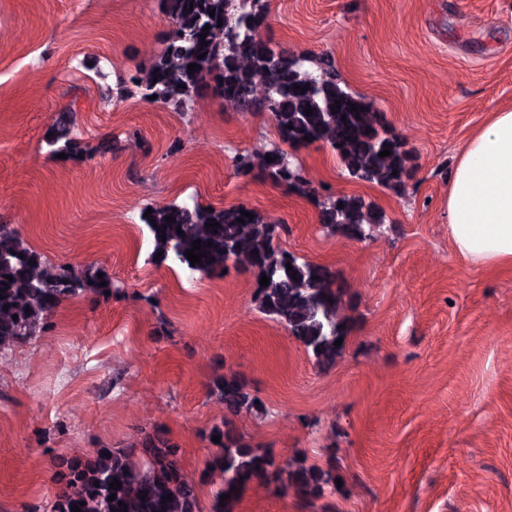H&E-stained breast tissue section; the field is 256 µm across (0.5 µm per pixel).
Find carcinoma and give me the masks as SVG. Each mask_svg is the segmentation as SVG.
I'll list each match as a JSON object with an SVG mask.
<instances>
[{"instance_id": "obj_1", "label": "carcinoma", "mask_w": 512, "mask_h": 512, "mask_svg": "<svg viewBox=\"0 0 512 512\" xmlns=\"http://www.w3.org/2000/svg\"><path fill=\"white\" fill-rule=\"evenodd\" d=\"M159 5L169 20L163 48L147 73L138 72L118 85L117 96L131 90L147 103L183 111L196 94L207 89L241 110L269 114L279 141L262 153L236 154L235 171L306 197L319 194L298 158L300 150L311 146L333 151L344 174L355 182L400 194L414 179L418 164L413 150L387 125L372 101L340 79L333 60L290 52L263 36L268 0H159ZM207 25L210 29L205 32ZM190 64L199 69L188 72ZM296 85L306 92L294 89ZM353 104L361 112L352 111ZM307 108L312 115L305 114ZM50 133L46 138L50 153L74 157L84 153L72 134L68 113L56 118ZM306 136L310 140H304ZM386 148L391 155L379 157ZM268 155L275 161H266ZM318 205L321 226L350 239H367L386 223L385 212L361 195H331ZM243 210L253 218L241 223ZM141 221L153 239L149 261H169L191 279L197 273L219 275L231 265L254 273L257 310L286 328L317 366L335 365L352 328L339 315L346 304L345 292L335 271L280 246L286 225L271 223L244 204L210 210L197 203L175 202L152 207ZM213 222L220 227H206ZM196 240L201 241L205 256L193 266L185 251ZM288 263L293 270H287ZM293 271L297 275H291ZM263 276L269 278L266 286L260 285ZM103 281L107 285L99 286ZM114 287L107 275L52 262L31 248L18 228L0 224V352L32 339L37 324L51 318L65 301L87 291L102 295ZM338 339L341 345L336 346ZM213 386L224 401L225 416L222 424L209 431L211 437L220 436L219 452L210 469L220 471L222 492L230 495L225 506L213 512H233L243 493L254 485H275L307 499L336 492V468L284 463L235 431L232 418L268 413L244 379L226 373ZM142 448L146 458L139 461L115 453L73 465L51 512H72L75 505L81 506V512H201L195 486L181 469L178 445L146 435ZM115 479L121 487L112 489L109 483ZM113 494L116 499L108 500Z\"/></svg>"}]
</instances>
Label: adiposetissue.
Instances as JSON below:
<instances>
[{
	"mask_svg": "<svg viewBox=\"0 0 512 512\" xmlns=\"http://www.w3.org/2000/svg\"><path fill=\"white\" fill-rule=\"evenodd\" d=\"M448 232L472 266L512 264V109L465 143L448 189Z\"/></svg>",
	"mask_w": 512,
	"mask_h": 512,
	"instance_id": "ef3b65f1",
	"label": "adipose tissue"
}]
</instances>
